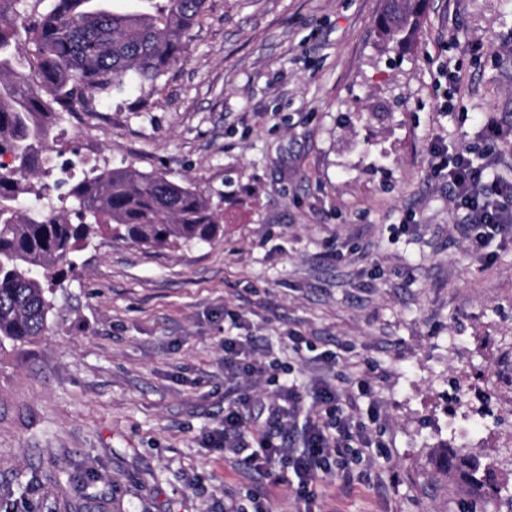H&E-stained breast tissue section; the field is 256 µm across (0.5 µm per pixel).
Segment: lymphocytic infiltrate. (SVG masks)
<instances>
[{
  "instance_id": "f902f5d3",
  "label": "lymphocytic infiltrate",
  "mask_w": 512,
  "mask_h": 512,
  "mask_svg": "<svg viewBox=\"0 0 512 512\" xmlns=\"http://www.w3.org/2000/svg\"><path fill=\"white\" fill-rule=\"evenodd\" d=\"M469 154L466 147L453 155L434 148L431 168L444 174L454 207L464 212L461 230L468 247L477 253L488 237L512 227V183L474 165ZM276 371L275 365L245 352L243 340L225 337L224 376L247 387L225 406L224 424L210 435L208 445L237 456L251 470L292 471L303 512H319L323 479L331 473L346 476L348 457H364L373 447L370 432L357 426L353 416L358 395L368 394L370 386L358 379L359 392L352 395L335 381L318 379L303 393L293 387L263 397L251 392L249 382L273 377ZM304 402L309 405V428L306 446L297 452L286 445L287 428Z\"/></svg>"
}]
</instances>
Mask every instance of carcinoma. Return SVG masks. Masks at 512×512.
<instances>
[{"label":"carcinoma","instance_id":"1","mask_svg":"<svg viewBox=\"0 0 512 512\" xmlns=\"http://www.w3.org/2000/svg\"><path fill=\"white\" fill-rule=\"evenodd\" d=\"M110 0H51L27 21V0H0V351L45 335L49 294L74 269L77 246L108 225L120 237L157 248L210 243L221 230L197 189L131 167L94 169L71 186L73 208L50 200L44 177L54 162V131L75 106L90 111L132 77L156 87L183 58L207 0H147L152 12H123ZM425 0H385L377 36L408 48ZM46 203L22 212L17 200ZM75 214L78 223L71 221ZM439 465L486 484L492 463L444 444Z\"/></svg>","mask_w":512,"mask_h":512}]
</instances>
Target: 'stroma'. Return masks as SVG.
Listing matches in <instances>:
<instances>
[{
    "mask_svg": "<svg viewBox=\"0 0 512 512\" xmlns=\"http://www.w3.org/2000/svg\"><path fill=\"white\" fill-rule=\"evenodd\" d=\"M382 9L208 0L157 88L65 115L74 165L54 179L163 171L224 231L162 249L103 232L73 253L46 335L0 353V512H299L289 480L206 445L237 392L228 336L288 365L267 392L368 374L376 447L327 479L322 512H469L429 460L444 443L512 491V232L469 252L430 171L437 142L512 178V145L486 152L476 123L512 126V0H426L406 49L379 42Z\"/></svg>",
    "mask_w": 512,
    "mask_h": 512,
    "instance_id": "obj_1",
    "label": "stroma"
}]
</instances>
